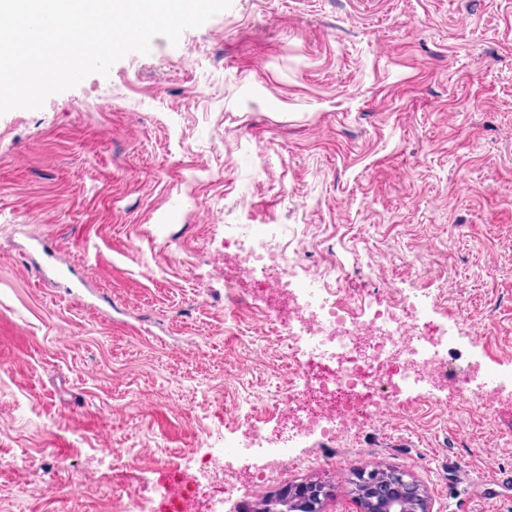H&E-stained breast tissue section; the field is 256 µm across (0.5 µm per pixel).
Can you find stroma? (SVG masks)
<instances>
[{"label":"stroma","instance_id":"35a3bbf8","mask_svg":"<svg viewBox=\"0 0 512 512\" xmlns=\"http://www.w3.org/2000/svg\"><path fill=\"white\" fill-rule=\"evenodd\" d=\"M233 224L299 225L298 272L337 265L351 298L429 293L450 323L469 301L470 354L512 375V0H231L0 115V512H119L161 457L275 426L285 349L227 300ZM299 454L230 508L312 481L360 512L381 465L433 512H512L508 402L413 398Z\"/></svg>","mask_w":512,"mask_h":512}]
</instances>
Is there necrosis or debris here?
<instances>
[{
	"label": "necrosis or debris",
	"instance_id": "obj_1",
	"mask_svg": "<svg viewBox=\"0 0 512 512\" xmlns=\"http://www.w3.org/2000/svg\"><path fill=\"white\" fill-rule=\"evenodd\" d=\"M237 239L248 249L234 258V276L224 282L227 293L241 306L252 290L271 288L278 302L267 322L290 349L279 432L258 428L237 444L241 451L264 446L266 475L276 473L292 442L314 438L332 444L338 429L359 430L412 392L429 401L448 387L453 402L482 410L512 399V378L484 391L477 381L480 361L461 358L460 336L434 319L436 298L404 295L389 303L373 293L353 305L338 298L329 272L294 274L289 249L295 241L285 225H268L259 237L244 227ZM226 446L222 436L211 437L196 458L195 482L174 471L160 487L130 488L125 512H149L157 502L169 512H217L219 495L250 480L235 471Z\"/></svg>",
	"mask_w": 512,
	"mask_h": 512
}]
</instances>
